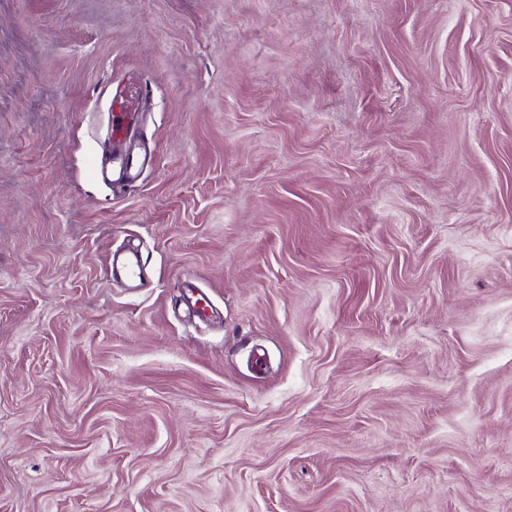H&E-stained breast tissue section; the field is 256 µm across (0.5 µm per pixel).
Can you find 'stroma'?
Masks as SVG:
<instances>
[{"label":"stroma","mask_w":512,"mask_h":512,"mask_svg":"<svg viewBox=\"0 0 512 512\" xmlns=\"http://www.w3.org/2000/svg\"><path fill=\"white\" fill-rule=\"evenodd\" d=\"M0 512H512V0H0ZM141 99V86L135 100L131 93L116 95L112 99V162L114 157L126 171L130 167L131 140L134 138L133 118Z\"/></svg>","instance_id":"obj_1"}]
</instances>
